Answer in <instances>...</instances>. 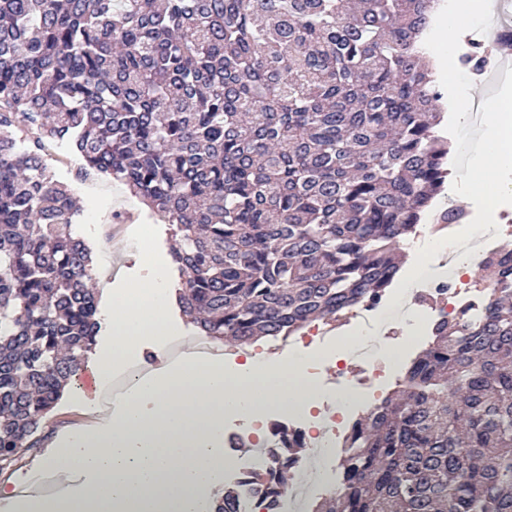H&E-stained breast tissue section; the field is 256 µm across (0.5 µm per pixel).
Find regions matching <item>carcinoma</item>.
Listing matches in <instances>:
<instances>
[{"label":"carcinoma","mask_w":512,"mask_h":512,"mask_svg":"<svg viewBox=\"0 0 512 512\" xmlns=\"http://www.w3.org/2000/svg\"><path fill=\"white\" fill-rule=\"evenodd\" d=\"M443 0H0V463L100 332L91 250L45 140L172 227L178 304L213 339L288 338L381 299L450 175L424 40ZM488 62L474 44L460 64ZM38 137L21 147L17 132ZM486 314L443 320L343 442L314 512H512V249ZM274 508L303 437L272 429Z\"/></svg>","instance_id":"1"}]
</instances>
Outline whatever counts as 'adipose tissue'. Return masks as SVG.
I'll list each match as a JSON object with an SVG mask.
<instances>
[{
    "label": "adipose tissue",
    "instance_id": "obj_1",
    "mask_svg": "<svg viewBox=\"0 0 512 512\" xmlns=\"http://www.w3.org/2000/svg\"><path fill=\"white\" fill-rule=\"evenodd\" d=\"M146 285L93 282L107 301L110 342L87 364L95 389L77 391L81 423L56 434L26 490L0 483V512H215L224 483V420L258 424L270 407L319 400L297 353L276 370L247 361L224 366L212 356L167 363L131 392L111 398L112 377L142 359L144 337L172 336L167 319V259L146 253Z\"/></svg>",
    "mask_w": 512,
    "mask_h": 512
}]
</instances>
